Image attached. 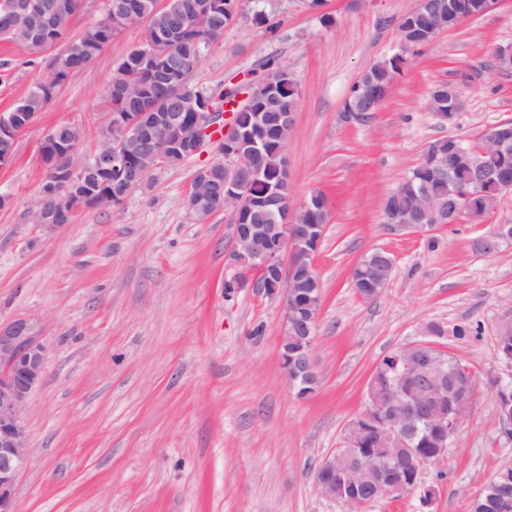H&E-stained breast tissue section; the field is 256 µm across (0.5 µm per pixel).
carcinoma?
Returning <instances> with one entry per match:
<instances>
[{
  "instance_id": "carcinoma-1",
  "label": "carcinoma",
  "mask_w": 512,
  "mask_h": 512,
  "mask_svg": "<svg viewBox=\"0 0 512 512\" xmlns=\"http://www.w3.org/2000/svg\"><path fill=\"white\" fill-rule=\"evenodd\" d=\"M39 4H58L60 8L49 10L41 22L35 24L26 13H17L9 18L0 10V39L26 46L30 40L37 39L49 49L57 43V35L67 29L71 17L81 8L82 0H24ZM114 0H108L103 17L86 27L79 35L83 53L73 61L79 68L87 66L118 34L126 28V19L120 12L113 11ZM193 0H172V8L160 10L157 0H120L127 9L149 21L150 34L162 33L167 40L154 50V59L148 60L145 54L132 48L117 64L114 79L130 82L137 87L148 90L149 103L135 97H117L107 92L109 111L112 120L104 127L103 133L127 145L129 153L138 166L146 172H152L159 163L156 155L143 144L131 142L126 136L127 118L137 112H174L180 115V121H187L197 109L198 87L189 83V78L178 69L159 78L153 66L165 62L170 54L168 48L192 55V62L201 60L202 49L224 38L226 28L235 24L240 18L239 4L234 0H211V11L206 20L201 22L194 17L186 18L185 24L177 28L171 24V15L181 11H190ZM446 10L440 14L427 11L408 13L398 25V34L417 41L421 46L430 42L436 30L455 28L463 21L480 15L483 0H446ZM405 60L395 56L369 67L368 78L355 83L350 92L345 108L352 112H375L380 104L377 94L391 87L395 75L402 70ZM62 85L60 76L51 77L35 85L28 94L11 110L8 115L13 128L19 129L30 122L35 115L51 102L56 90ZM257 93L249 110L243 115V127L253 129L250 122L252 112H295L299 102V89L288 71L277 63L267 61L261 65V77L257 82ZM459 92L453 84H444V91L432 93L429 98L431 110L455 111ZM57 132L65 139L68 147L81 154L82 129L78 125L64 124ZM431 147L442 156L448 157L450 166L448 176L437 173L428 165H416L408 174V180L414 186L423 188L436 206L446 209L453 207L473 220H480L486 215L489 200L497 194L498 182L505 178L512 182V151L492 153L479 144H470L456 138H443L430 142ZM239 177L251 184L252 207L240 213L242 224H275L279 221L276 202L289 198V176L287 162L280 149V142L272 137L267 139L257 154L254 171L241 170ZM108 175L90 172L84 182L94 188L96 195L112 196L113 186L107 182ZM58 175L47 172L39 192L44 194L49 204L62 206L68 210L72 205L87 202L80 194L71 197L56 198ZM327 220L326 199L322 193L312 202L311 210L304 216L306 224H324ZM370 267L351 278L354 288L366 300H372L378 291L385 288L391 279L389 265L382 253L374 250L367 253ZM404 356V351L397 348L384 356L377 365L374 376L379 389L387 383L385 365L393 357ZM434 362L442 365L448 372V384L455 386V392L461 394L470 390L474 376L462 372L457 365V358L443 352L431 353ZM495 356L499 359L512 358V332L501 331L496 338ZM421 414L415 408H395L382 400L373 410V418L397 419ZM361 448L367 457L358 474L356 482L348 480L349 462L341 455L330 470L336 472V497L354 500L367 499L375 490L380 480V472L375 461L386 459L397 452L390 447L379 448L372 442L368 433L360 432ZM442 424L435 420L430 426L419 432L414 447L419 449L422 457H433L440 448ZM469 512H512V463L500 466L494 474L476 491L469 503Z\"/></svg>"
}]
</instances>
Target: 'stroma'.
<instances>
[{
	"mask_svg": "<svg viewBox=\"0 0 512 512\" xmlns=\"http://www.w3.org/2000/svg\"><path fill=\"white\" fill-rule=\"evenodd\" d=\"M415 0H240L241 17L205 48L193 85L228 92L257 79V64L287 67L299 88L286 157L291 201L324 194L328 223L313 256L323 301L312 358L318 387L299 398L280 363V299L244 288L225 294L233 227L218 212L194 221L185 207L195 171L223 161L215 146L162 166L122 204L78 211L46 232L27 212L43 179V135L62 123L97 141L117 63L140 38L126 29L74 72L0 168V327L29 323L49 357L26 427L30 463L15 486L13 512H468L497 467L512 462L495 408L497 382L512 369L494 357L512 325V242L478 244L512 224V192L482 220L458 218L434 241L389 230L379 206L442 137L468 142L512 118V70L494 49L512 43V0L441 32L409 55L366 124L342 121L352 85L397 51L398 22ZM265 12L269 29L252 24ZM54 49L33 54L0 40V113L46 80ZM455 84L453 121L428 105L431 89ZM390 250L394 273L380 297L353 288L362 254ZM442 329L437 347L467 365L477 388L441 466L421 490L397 501L349 506L320 495L318 464L340 446L364 408L366 386L393 349ZM471 328L469 337L455 335ZM433 486L432 506L421 503Z\"/></svg>",
	"mask_w": 512,
	"mask_h": 512,
	"instance_id": "35a3bbf8",
	"label": "stroma"
}]
</instances>
